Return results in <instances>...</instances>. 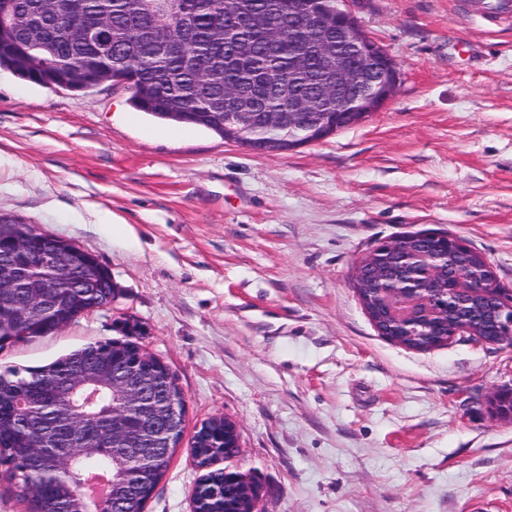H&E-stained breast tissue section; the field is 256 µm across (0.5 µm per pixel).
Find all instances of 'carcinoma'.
I'll use <instances>...</instances> for the list:
<instances>
[{
  "mask_svg": "<svg viewBox=\"0 0 512 512\" xmlns=\"http://www.w3.org/2000/svg\"><path fill=\"white\" fill-rule=\"evenodd\" d=\"M193 2L194 24L183 37L185 48L180 53L165 55L156 53L151 44L137 40L135 32L151 24L167 22L166 0H80L75 9L70 8L68 0H10L7 8L12 21L0 23V69H7L30 83L72 92L86 91L98 85L100 75L109 73L112 82L129 90V103L136 111L162 121L195 125L220 136L224 135V110L220 106L224 99V80L208 79L212 72L228 71L229 82L250 98L260 117L265 112L288 108L279 86L262 82L267 70L279 71L285 81L295 86L300 97L321 92L327 73L319 60L310 57L302 71L296 70L294 65L295 52L303 45L290 26V12L295 7V0H276L283 35L275 53L269 51L264 32L255 27L241 21L215 26V19L221 14L226 16L243 7L255 13L264 10L270 0H233L228 4L225 0ZM99 25L108 26L112 32L110 51L101 49L84 36L86 29ZM357 121L358 116L349 112H333L330 127L324 134L347 128ZM268 137L269 134L257 128L248 136L235 137V142L267 150ZM51 238L53 235L46 232L31 237L29 252L25 255L14 253L6 246L0 248V263L21 264L28 269L30 277L43 278L48 285L43 299L37 303L31 301L28 288L14 289L12 306L8 309L0 306V323L15 324L24 329L35 323V335L44 336L61 330L68 317L75 315L74 295H85L90 306L114 296V289L106 280L96 288H70L60 276L45 277L47 269L39 265L38 255ZM404 238L401 249L389 252V262L382 270V282L415 288L431 308L432 320L437 321L443 315L442 297L425 292L430 282L426 269L407 265L404 257L426 249L439 251L447 257L441 270V278L446 282L452 279L456 263L455 253L448 246V235L442 232L438 239L428 240L411 233ZM380 283L367 289L359 276H354L353 286L363 309L382 313L402 334L406 348L420 350L424 334L429 332V321L425 319L406 325L390 318ZM485 287L487 272L482 263L474 261L458 288L465 294L474 288ZM500 305L499 299L487 296L474 306L472 320L479 325L486 323ZM137 345L138 342L128 336L121 341L120 347L112 349L105 361L97 356L93 345L78 350L99 382V395L91 410L121 405V399L112 393V373L135 359L139 360L138 369L145 378L146 389L161 394L173 387L167 376L155 369L147 354L136 358ZM63 383L62 370L53 367L31 371L25 376L14 371L0 374V420L4 421V429L0 431V465L15 482L30 512H85L84 498L78 486L83 476L110 471L116 477L124 467L135 468V463L130 460L119 461L112 453V447L106 444L86 449L74 475L50 456L40 462L37 471L24 470L23 462L40 436L41 429L36 423L50 422L55 412H68ZM175 451L173 446L156 449L153 471L144 478L145 483L158 484L168 471ZM239 454L236 425L226 419L224 459L229 461ZM237 474L236 469H229L225 474L212 472L205 482L197 485L196 492L216 512H252L259 497L257 486L252 481L237 480ZM110 494L129 500L128 512H142L141 493L129 495L123 481L114 480Z\"/></svg>",
  "mask_w": 512,
  "mask_h": 512,
  "instance_id": "cac0c4a2",
  "label": "carcinoma"
}]
</instances>
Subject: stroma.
<instances>
[{
    "label": "stroma",
    "instance_id": "35a3bbf8",
    "mask_svg": "<svg viewBox=\"0 0 512 512\" xmlns=\"http://www.w3.org/2000/svg\"><path fill=\"white\" fill-rule=\"evenodd\" d=\"M396 62L394 96L319 141L262 152L0 69V214L79 245L109 308L0 349L47 366L142 324L186 399L183 438L144 512H191L198 426H237L255 512H512V346L426 352L379 335L351 277L380 242L438 230L512 289V23L465 0H346ZM108 211L127 231L100 223Z\"/></svg>",
    "mask_w": 512,
    "mask_h": 512
}]
</instances>
